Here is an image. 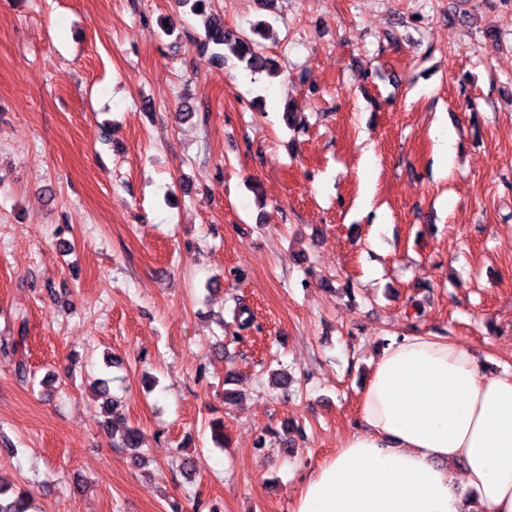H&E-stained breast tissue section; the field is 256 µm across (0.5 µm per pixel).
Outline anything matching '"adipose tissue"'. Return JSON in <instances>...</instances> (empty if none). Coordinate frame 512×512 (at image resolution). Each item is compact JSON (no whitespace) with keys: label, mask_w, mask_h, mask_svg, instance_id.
Here are the masks:
<instances>
[{"label":"adipose tissue","mask_w":512,"mask_h":512,"mask_svg":"<svg viewBox=\"0 0 512 512\" xmlns=\"http://www.w3.org/2000/svg\"><path fill=\"white\" fill-rule=\"evenodd\" d=\"M294 512H512V372L464 346L390 338L359 424L303 483Z\"/></svg>","instance_id":"ef3b65f1"}]
</instances>
